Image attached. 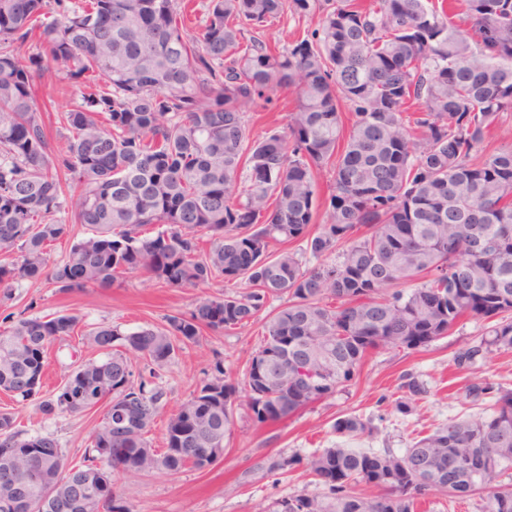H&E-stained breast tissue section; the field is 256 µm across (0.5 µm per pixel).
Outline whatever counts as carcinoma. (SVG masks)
<instances>
[{
  "label": "carcinoma",
  "instance_id": "carcinoma-1",
  "mask_svg": "<svg viewBox=\"0 0 512 512\" xmlns=\"http://www.w3.org/2000/svg\"><path fill=\"white\" fill-rule=\"evenodd\" d=\"M188 0H0V286L46 281L60 292L107 288L146 272L170 288L222 278L242 292L199 298L161 327L89 331L101 355L42 391L49 346L72 336L74 314L21 318L0 330V391L42 415L109 400L82 462L51 435L25 437L0 411V501L29 512H130L93 461L111 470H203L230 443L240 390L260 424L346 388L375 349L426 347L464 317L512 312V146L486 153L487 130L512 112V0H209L199 39L186 35ZM289 13L319 27L276 51L266 29ZM86 86L56 115L66 151L54 149L33 78L50 64ZM295 93L285 121L250 134L252 112ZM353 116L343 135L340 108ZM327 168L326 196L315 172ZM81 191L69 203L61 171ZM89 227L65 258V207ZM325 224L312 233L319 209ZM318 261L303 266L302 258ZM286 297L275 310L270 300ZM262 323L263 343L243 377L221 362L152 448L166 392L136 374L131 356L164 367L203 330ZM512 350V319L453 355L470 372ZM397 409L427 396L399 376ZM465 396L489 401L470 420L448 419L401 453L325 448L278 455L267 471L305 468L327 494L273 501L266 512H418L428 491L477 496L482 512H512V390L486 380ZM351 439L371 422L342 415ZM364 483L375 498L356 492Z\"/></svg>",
  "mask_w": 512,
  "mask_h": 512
}]
</instances>
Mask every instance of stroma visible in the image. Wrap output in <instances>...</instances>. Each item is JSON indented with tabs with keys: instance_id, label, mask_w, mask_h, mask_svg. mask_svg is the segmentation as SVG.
Listing matches in <instances>:
<instances>
[{
	"instance_id": "1",
	"label": "stroma",
	"mask_w": 512,
	"mask_h": 512,
	"mask_svg": "<svg viewBox=\"0 0 512 512\" xmlns=\"http://www.w3.org/2000/svg\"><path fill=\"white\" fill-rule=\"evenodd\" d=\"M34 88L43 117H55L72 102V84L57 66L37 76ZM224 291L219 279L198 288H170L141 273L125 276L108 288L75 292L25 282L13 290L11 297L0 296V318L10 313L17 317L56 313L80 317L78 334L49 349L44 382L46 391L52 392L64 371L93 357V350L83 338L92 328L112 326L127 333L158 326L166 316L189 313L199 297L219 296ZM487 329V321L469 318L450 335L426 347L373 351L345 390L275 426L257 423L247 408V395H240L231 442L213 466L176 475L162 471L119 474L115 477L117 490L130 512H263L275 500L312 492L303 469L280 475L259 470V463L278 454L305 457L339 445L376 451L388 448L399 453L413 439L428 435L448 419L482 413L483 403L471 402L464 393L472 376L512 389V350L492 352L473 375L457 371L453 365L454 352L477 340ZM261 341V325L251 324L231 332L206 330L198 342L182 346L156 378L166 397L149 434L154 447H164L169 418L196 385L212 375L215 362H222L226 371L242 374ZM405 371L412 372L429 390L428 396L414 403L407 414L395 406L398 377ZM0 407L14 412L20 428L28 434L52 435L66 458L73 461L82 458L89 436L105 412L100 406L82 413L45 417L34 404L16 403L1 393ZM341 415L370 421L372 434L354 441L336 434L332 424Z\"/></svg>"
}]
</instances>
